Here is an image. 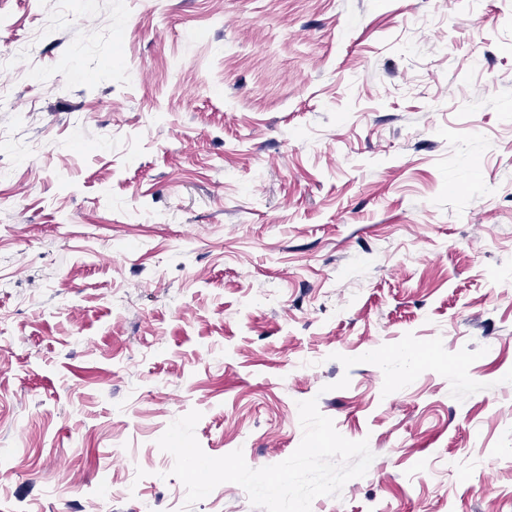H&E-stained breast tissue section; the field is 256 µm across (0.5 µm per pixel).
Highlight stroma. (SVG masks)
<instances>
[{"instance_id":"1","label":"stroma","mask_w":512,"mask_h":512,"mask_svg":"<svg viewBox=\"0 0 512 512\" xmlns=\"http://www.w3.org/2000/svg\"><path fill=\"white\" fill-rule=\"evenodd\" d=\"M0 512L186 505L298 404L311 512H512V0H0Z\"/></svg>"}]
</instances>
